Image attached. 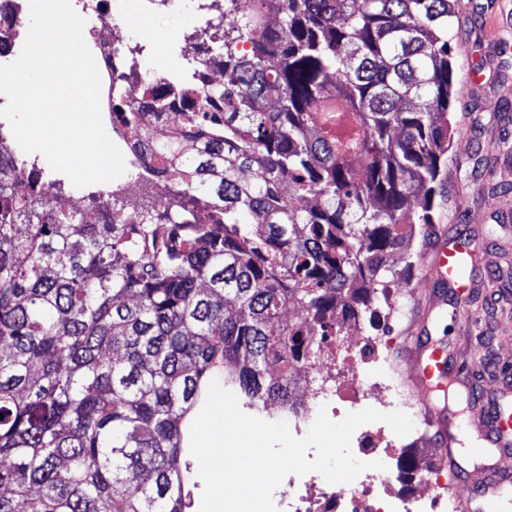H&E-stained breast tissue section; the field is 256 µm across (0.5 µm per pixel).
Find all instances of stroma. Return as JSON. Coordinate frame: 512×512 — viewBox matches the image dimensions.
<instances>
[{"instance_id":"1","label":"stroma","mask_w":512,"mask_h":512,"mask_svg":"<svg viewBox=\"0 0 512 512\" xmlns=\"http://www.w3.org/2000/svg\"><path fill=\"white\" fill-rule=\"evenodd\" d=\"M454 75L463 92L449 114L454 141L448 153L447 204L434 224H418L408 250L394 253L391 299L402 317L381 319L373 334L389 355L402 353V336L427 295L423 257L435 227L463 228L480 262L471 287L447 290L425 330L468 368L457 446L480 435L491 404L512 405V0H454Z\"/></svg>"}]
</instances>
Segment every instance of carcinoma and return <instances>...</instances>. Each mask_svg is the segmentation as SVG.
<instances>
[{
    "label": "carcinoma",
    "mask_w": 512,
    "mask_h": 512,
    "mask_svg": "<svg viewBox=\"0 0 512 512\" xmlns=\"http://www.w3.org/2000/svg\"><path fill=\"white\" fill-rule=\"evenodd\" d=\"M451 0H250L224 82L148 140L171 213L85 212L0 148V512H186V422L223 372L287 405L295 367L380 321L448 176ZM359 155L355 170L348 158ZM293 304L304 320L288 323Z\"/></svg>",
    "instance_id": "cac0c4a2"
}]
</instances>
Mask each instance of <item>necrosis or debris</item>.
I'll return each mask as SVG.
<instances>
[{
	"instance_id": "obj_1",
	"label": "necrosis or debris",
	"mask_w": 512,
	"mask_h": 512,
	"mask_svg": "<svg viewBox=\"0 0 512 512\" xmlns=\"http://www.w3.org/2000/svg\"><path fill=\"white\" fill-rule=\"evenodd\" d=\"M228 1L239 8L246 4V0H139L138 11L131 16L126 9L128 0H71L75 12L85 21L83 39L101 75L102 111L111 112L112 103L118 98L128 111L136 113L140 127L164 135L175 132V112L157 111L143 83L144 78L153 74L147 48L158 41L182 40L180 32L159 30L156 20L178 9L187 16L189 24L209 25L223 19L224 4ZM28 16L29 0H0V64L13 62L19 56L27 37ZM133 66L141 73L142 82L125 81L127 70ZM382 361L380 345L372 337H357L349 346L328 339L313 370L329 388L323 392L305 388L304 422L314 423L322 410L329 417H336V402L340 399L354 405H374L377 393L381 392L409 414L414 424L412 437L427 440L426 418L411 395L389 373L377 377L367 374V366ZM403 445L402 437L385 435L382 427L373 423L363 425L353 453L365 462H383L384 470L364 471L340 489L316 472L290 474L282 481L279 505L283 512H453V496L438 470L415 472L419 482L429 487V494L393 491L394 461Z\"/></svg>"
}]
</instances>
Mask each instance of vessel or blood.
<instances>
[{
  "label": "vessel or blood",
  "instance_id": "b4317fda",
  "mask_svg": "<svg viewBox=\"0 0 512 512\" xmlns=\"http://www.w3.org/2000/svg\"><path fill=\"white\" fill-rule=\"evenodd\" d=\"M474 264L475 260L467 251L462 235H438L425 255L428 285L441 291L450 286L467 290L471 285ZM406 352L405 374L418 393L422 411L434 430L433 437L441 446L439 462L448 474L449 484L459 483L467 473L458 465L449 448L454 423L429 396L436 382L457 375L458 370L450 365L444 349L422 337H413ZM481 436V442L472 444L469 449L474 457H485L491 446L504 449L512 447V411L498 406L492 408L483 423Z\"/></svg>",
  "mask_w": 512,
  "mask_h": 512
}]
</instances>
